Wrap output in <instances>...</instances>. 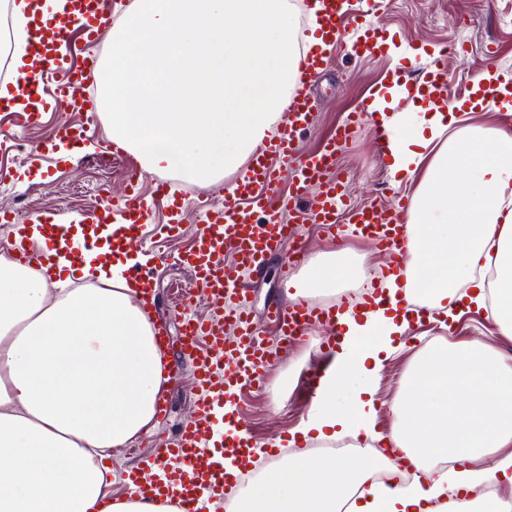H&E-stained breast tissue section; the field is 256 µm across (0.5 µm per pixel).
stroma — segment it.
<instances>
[{"mask_svg": "<svg viewBox=\"0 0 512 512\" xmlns=\"http://www.w3.org/2000/svg\"><path fill=\"white\" fill-rule=\"evenodd\" d=\"M374 22L390 38L394 46H424L436 50L452 42L465 40L470 55L466 63L449 60L448 70L456 87H464L488 64L512 73V0H380ZM392 55L349 57L345 47H338L334 60L323 70L311 92L320 105L316 123L303 134L299 151L311 153L331 137L349 112L357 109L367 89L388 73ZM84 122V114L69 112L46 114L41 123L20 130L13 115L0 112V170L18 168L20 147L38 149L44 156L41 174L20 170L17 185H0V210L25 211L20 223H0V243L14 242L23 225L29 224L30 213L59 211L86 214L104 198L121 194L128 171L140 174L143 194H151L154 177L141 175L140 163L133 154L117 157L109 151L102 117H95L85 140L87 148L72 160L56 158L55 127L61 120ZM388 162L378 153L368 127H361L352 143L336 154L337 175L354 203L376 201L388 203L395 189L387 171ZM337 226L344 231L343 250L355 264L368 269L371 278H380L385 257L372 244L357 234L347 233L345 215H338ZM197 218L186 210L179 236L160 242L169 255L156 270L154 290L156 309L166 317L171 345H178L181 319L176 314L194 291V274L176 262V255L187 251L197 233ZM250 303L257 325L266 333L274 327L268 320L272 305H288L286 285L279 277V259L271 257L264 269L246 278ZM327 330L318 326L305 336L301 346L283 352L268 372V387L262 392L241 391L246 427L254 439L290 433L310 409V393L300 383L299 375L310 367L323 366L328 358L323 349ZM437 336L452 341L479 340L512 352V338L502 336L498 325L487 311L471 310L448 320L447 324L431 323L417 329L406 339L405 348L390 360L375 382L378 417L376 429L389 433L395 423L390 406L399 392L413 357Z\"/></svg>", "mask_w": 512, "mask_h": 512, "instance_id": "stroma-1", "label": "stroma"}]
</instances>
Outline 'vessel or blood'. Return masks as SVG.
Segmentation results:
<instances>
[{"label":"vessel or blood","instance_id":"b4317fda","mask_svg":"<svg viewBox=\"0 0 512 512\" xmlns=\"http://www.w3.org/2000/svg\"><path fill=\"white\" fill-rule=\"evenodd\" d=\"M319 45L310 47L300 63L299 87L285 108V119L263 139L248 164L233 177L232 186L222 201L198 196L199 232L191 249L179 255L181 264L195 276L196 289L190 302L184 303L182 341L169 353L166 365L169 377H176L184 364L194 368L198 391V411L179 426L173 441L164 443L155 460L141 467L119 472L118 478L131 497L150 501H170L179 512H225L241 488L246 476L259 465L260 456L244 425L236 395L244 387H259L266 380L280 350L305 336L315 325L335 327V307H317L297 301L285 308H272L269 318L275 325V339H268L254 323L245 277L259 271L275 254L281 255L280 272L291 279L295 270L306 264L308 251L301 234L305 224L321 225L328 235L336 233L339 211H347L349 223L358 235L387 252L397 269H404L407 241L406 201L384 207L370 202L348 206L342 180L334 174L336 153L346 148L357 125H369L375 139L389 144L392 132L379 120L374 96L348 114L335 137L315 153L299 154L296 142L316 116L310 86L321 74L329 50L342 36L341 21L346 0H321ZM35 13L32 33L33 51L26 76L12 78L0 92V110L22 105V124L37 121L45 112H85L92 107L94 58L82 65L69 64V38L81 31L86 42H94L101 26L112 20L114 0H71L68 10L45 15L43 0H31ZM355 37L351 38L354 56L381 53L377 26L366 14L356 16ZM465 44L455 43L427 53L426 72L417 90L425 102L442 107L455 100L448 62L465 60ZM55 79L53 96H46L43 85ZM294 171L293 193L278 192L279 169ZM89 226L112 229L115 250H140L143 224L149 212L139 194L137 179H130L120 198L90 211ZM54 245L45 248L21 246L18 261L37 271L53 270L60 252L80 257L78 248L61 249L60 240L68 239L70 228L64 220L52 225ZM124 277L136 285L146 309H153L151 272L145 267H129ZM205 302L206 317H198L192 304ZM240 462L237 474L226 473L227 459Z\"/></svg>","mask_w":512,"mask_h":512}]
</instances>
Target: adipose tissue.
<instances>
[{
    "instance_id": "obj_1",
    "label": "adipose tissue",
    "mask_w": 512,
    "mask_h": 512,
    "mask_svg": "<svg viewBox=\"0 0 512 512\" xmlns=\"http://www.w3.org/2000/svg\"><path fill=\"white\" fill-rule=\"evenodd\" d=\"M11 18L14 72L28 57L30 0H0ZM475 84L499 96L444 107L412 104L390 118L388 171L416 189L407 217L405 288L385 274L381 306L337 316L339 348L321 393L294 433L304 441L346 435L381 440L374 384L411 326L413 304L488 309L512 337V133L470 125L472 113H512V76L487 67ZM98 251L62 256L56 291L0 252V512H174L112 499L103 462L151 424L163 366L154 328L122 273ZM84 280L70 287L71 277ZM346 252L311 259L294 297L335 293L365 278ZM391 447L378 458L300 452L274 463L232 501V512H503L499 498L472 501L492 483L512 489V363L479 341L432 344L413 358L392 405ZM495 454L493 467L477 459ZM467 460L441 469L439 458ZM402 469L368 483L374 461Z\"/></svg>"
}]
</instances>
